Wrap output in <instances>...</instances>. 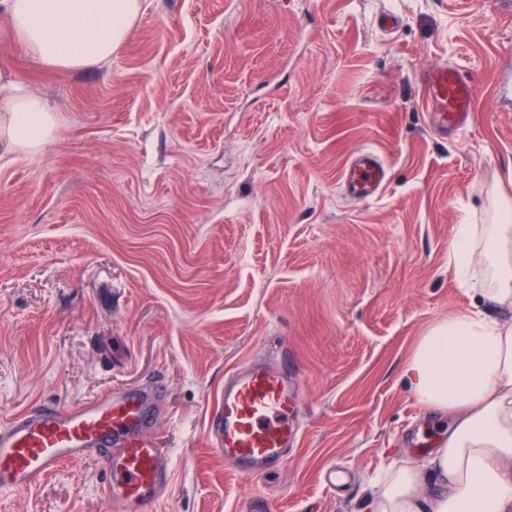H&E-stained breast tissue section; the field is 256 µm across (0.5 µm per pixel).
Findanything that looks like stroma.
<instances>
[{"label": "stroma", "mask_w": 512, "mask_h": 512, "mask_svg": "<svg viewBox=\"0 0 512 512\" xmlns=\"http://www.w3.org/2000/svg\"><path fill=\"white\" fill-rule=\"evenodd\" d=\"M100 70L0 63L57 109L35 155L0 150V420L77 407L165 374L149 434L172 479L153 512H367L392 458L423 465L439 422L402 373L472 298L457 225L512 200V14L502 0H142ZM398 16L385 28L382 12ZM475 81L471 122L432 135L423 68ZM389 171L345 195L349 157ZM288 358L297 448L261 475L208 444L226 373ZM92 456L0 512H106Z\"/></svg>", "instance_id": "obj_1"}]
</instances>
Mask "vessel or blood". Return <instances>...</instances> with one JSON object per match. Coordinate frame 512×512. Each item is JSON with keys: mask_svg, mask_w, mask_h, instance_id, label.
Wrapping results in <instances>:
<instances>
[{"mask_svg": "<svg viewBox=\"0 0 512 512\" xmlns=\"http://www.w3.org/2000/svg\"><path fill=\"white\" fill-rule=\"evenodd\" d=\"M429 126L447 136L467 125L477 107L475 87L455 66L440 63L419 75ZM389 178L369 150L355 154L343 178L363 199L379 194ZM164 380L121 396L106 394L75 408L44 404L0 422V491L30 487L68 460L98 459L99 492L108 512H152L172 476L168 452L147 435L164 396ZM297 377L252 358L224 384V399L207 431L212 448L240 474L258 476L279 467L299 438Z\"/></svg>", "mask_w": 512, "mask_h": 512, "instance_id": "obj_1", "label": "vessel or blood"}]
</instances>
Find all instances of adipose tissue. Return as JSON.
Wrapping results in <instances>:
<instances>
[{
  "label": "adipose tissue",
  "instance_id": "ef3b65f1",
  "mask_svg": "<svg viewBox=\"0 0 512 512\" xmlns=\"http://www.w3.org/2000/svg\"><path fill=\"white\" fill-rule=\"evenodd\" d=\"M141 12L140 0H0L6 35L57 69L107 63ZM54 109L0 68V144L35 154ZM451 263L481 305L432 325L405 366L417 400L449 419L423 466L392 461L372 479L371 512H512V202L488 224L458 225Z\"/></svg>",
  "mask_w": 512,
  "mask_h": 512
}]
</instances>
